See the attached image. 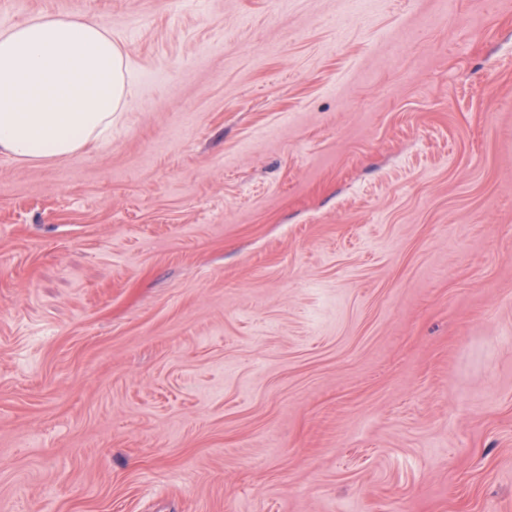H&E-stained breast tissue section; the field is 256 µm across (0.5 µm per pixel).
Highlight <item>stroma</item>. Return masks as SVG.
<instances>
[{"mask_svg":"<svg viewBox=\"0 0 512 512\" xmlns=\"http://www.w3.org/2000/svg\"><path fill=\"white\" fill-rule=\"evenodd\" d=\"M126 51L0 155V512H512V0H0Z\"/></svg>","mask_w":512,"mask_h":512,"instance_id":"1","label":"stroma"}]
</instances>
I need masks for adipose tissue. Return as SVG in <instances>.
Returning a JSON list of instances; mask_svg holds the SVG:
<instances>
[{"mask_svg": "<svg viewBox=\"0 0 512 512\" xmlns=\"http://www.w3.org/2000/svg\"><path fill=\"white\" fill-rule=\"evenodd\" d=\"M127 93L126 54L80 16H41L0 30V153L61 159L112 128Z\"/></svg>", "mask_w": 512, "mask_h": 512, "instance_id": "ef3b65f1", "label": "adipose tissue"}]
</instances>
